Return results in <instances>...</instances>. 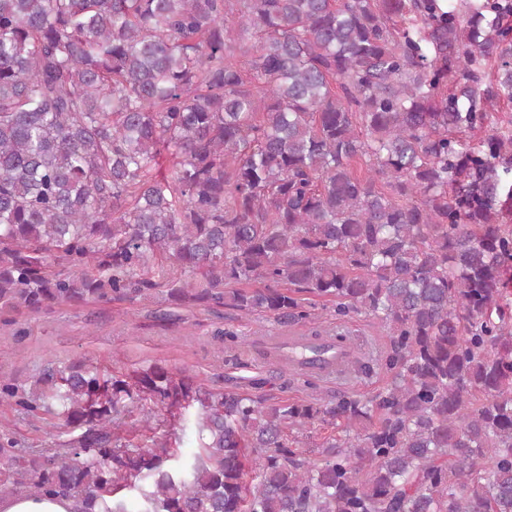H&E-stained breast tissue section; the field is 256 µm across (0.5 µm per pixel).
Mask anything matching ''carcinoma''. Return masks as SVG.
<instances>
[{
    "label": "carcinoma",
    "mask_w": 512,
    "mask_h": 512,
    "mask_svg": "<svg viewBox=\"0 0 512 512\" xmlns=\"http://www.w3.org/2000/svg\"><path fill=\"white\" fill-rule=\"evenodd\" d=\"M512 0H0V321L128 301L378 321L369 397L264 403L83 362L0 404V497L78 512H512ZM171 165L159 169V159ZM197 433L137 445L136 402ZM327 429L329 459L292 434ZM258 467L246 481L247 452ZM0 423L15 432L20 448L34 452L57 448L60 441L68 438L60 433L63 429L52 427L49 420L23 418L5 406H0ZM73 501L51 496L15 495L0 498V512H73Z\"/></svg>",
    "instance_id": "1"
}]
</instances>
